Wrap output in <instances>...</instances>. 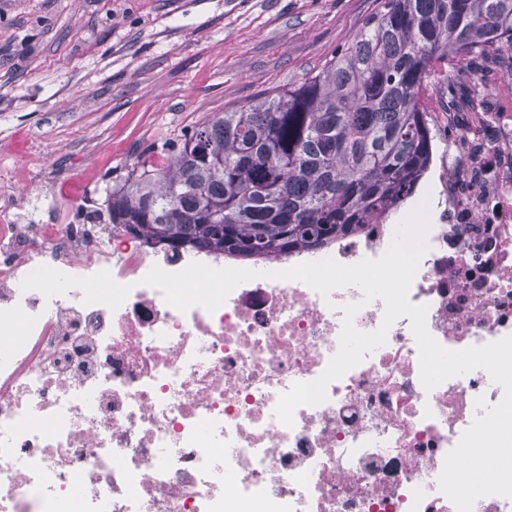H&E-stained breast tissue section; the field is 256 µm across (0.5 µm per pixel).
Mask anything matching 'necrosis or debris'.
<instances>
[{
  "instance_id": "4bbe7bcc",
  "label": "necrosis or debris",
  "mask_w": 512,
  "mask_h": 512,
  "mask_svg": "<svg viewBox=\"0 0 512 512\" xmlns=\"http://www.w3.org/2000/svg\"><path fill=\"white\" fill-rule=\"evenodd\" d=\"M474 123L484 181L459 193L457 149L428 196L427 251L409 289L446 349L512 335V92ZM396 231L372 224L315 251L264 262L210 311L178 310L145 285L175 256L118 224L30 222L0 212V512H456L437 487L475 401L504 396L486 370L433 390L409 318L328 386V399L274 416L281 394L326 369L347 303L376 330L382 300L354 286L323 297L274 270L380 257Z\"/></svg>"
}]
</instances>
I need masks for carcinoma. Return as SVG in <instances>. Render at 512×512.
<instances>
[{
	"mask_svg": "<svg viewBox=\"0 0 512 512\" xmlns=\"http://www.w3.org/2000/svg\"><path fill=\"white\" fill-rule=\"evenodd\" d=\"M512 76V0H384L356 39L295 88L215 112L139 156L99 216L146 244L275 260L382 224L413 198L437 134L429 92L448 99L447 137L471 129Z\"/></svg>",
	"mask_w": 512,
	"mask_h": 512,
	"instance_id": "cac0c4a2",
	"label": "carcinoma"
}]
</instances>
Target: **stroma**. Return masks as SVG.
<instances>
[{"label": "stroma", "mask_w": 512, "mask_h": 512, "mask_svg": "<svg viewBox=\"0 0 512 512\" xmlns=\"http://www.w3.org/2000/svg\"><path fill=\"white\" fill-rule=\"evenodd\" d=\"M380 0H0V192L83 223L144 150L304 82Z\"/></svg>", "instance_id": "stroma-1"}]
</instances>
